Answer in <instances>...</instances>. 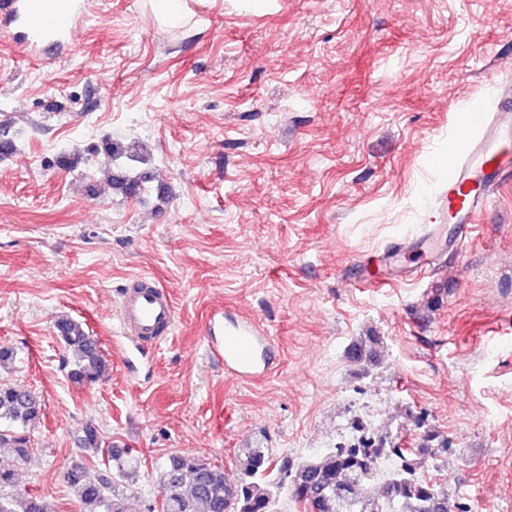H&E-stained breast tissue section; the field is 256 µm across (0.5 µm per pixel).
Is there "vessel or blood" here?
Masks as SVG:
<instances>
[{"label":"vessel or blood","mask_w":512,"mask_h":512,"mask_svg":"<svg viewBox=\"0 0 512 512\" xmlns=\"http://www.w3.org/2000/svg\"><path fill=\"white\" fill-rule=\"evenodd\" d=\"M84 16V0H8L0 14V29L19 30L34 49L58 43L72 46ZM490 93V110L470 113L453 129L452 149L441 160L446 187L443 205L461 245L470 237L475 215L500 184L512 178V82L492 74ZM117 310L122 334L136 348L160 340L175 321L171 298L152 283L125 288ZM206 346L210 357L231 376H262L275 358L264 327L253 318H241L229 326L223 319L211 320L206 326Z\"/></svg>","instance_id":"obj_1"}]
</instances>
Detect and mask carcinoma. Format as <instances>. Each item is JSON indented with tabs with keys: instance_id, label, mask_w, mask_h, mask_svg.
<instances>
[{
	"instance_id": "carcinoma-1",
	"label": "carcinoma",
	"mask_w": 512,
	"mask_h": 512,
	"mask_svg": "<svg viewBox=\"0 0 512 512\" xmlns=\"http://www.w3.org/2000/svg\"><path fill=\"white\" fill-rule=\"evenodd\" d=\"M93 152L111 163L121 158L145 162L144 147L136 141L125 145L105 138ZM145 183L147 176L124 168L112 174V190L125 198L140 196ZM56 330L73 355L71 382L84 386L98 381L106 370L98 340L72 319L59 321ZM42 417L34 392L19 383L0 382V450L26 459L30 431ZM436 438L429 432L414 448L393 444L390 453L400 466L379 484L373 470L375 451L365 445L328 448L299 462L276 457L267 448H252L237 458L230 471L192 455L172 453L160 472L157 509L224 512V503L230 501L235 512H276L277 497L286 484L291 499L305 512L311 507L316 512H468L446 489L417 474L421 460L433 451L429 443ZM77 444L81 451L112 462L102 472L81 464L63 474L79 512H129L126 484L134 481L138 456L108 444L92 423L83 427ZM0 512H46V507L38 496L17 488L14 470L0 468Z\"/></svg>"
}]
</instances>
